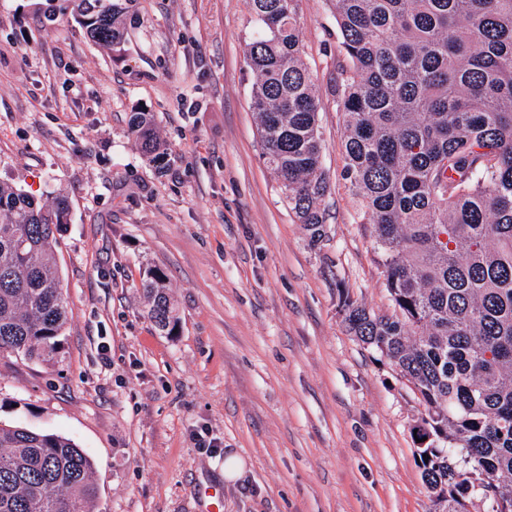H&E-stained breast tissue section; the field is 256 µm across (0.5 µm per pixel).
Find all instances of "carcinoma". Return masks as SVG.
<instances>
[{
    "mask_svg": "<svg viewBox=\"0 0 512 512\" xmlns=\"http://www.w3.org/2000/svg\"><path fill=\"white\" fill-rule=\"evenodd\" d=\"M95 42L123 37L134 0H62ZM246 58L263 156L317 241L324 199L319 101L295 0H250ZM344 179L370 225L393 311L342 297L344 322L424 408L415 426L434 512H469L470 487L512 506V0H335ZM129 125L166 157L149 112ZM0 356L51 360L67 300L54 253L69 204L0 185ZM161 332L177 324L163 274L143 283ZM92 462L69 438L0 425V512H94Z\"/></svg>",
    "mask_w": 512,
    "mask_h": 512,
    "instance_id": "carcinoma-1",
    "label": "carcinoma"
}]
</instances>
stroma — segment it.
I'll return each mask as SVG.
<instances>
[{"label": "stroma", "instance_id": "1", "mask_svg": "<svg viewBox=\"0 0 512 512\" xmlns=\"http://www.w3.org/2000/svg\"><path fill=\"white\" fill-rule=\"evenodd\" d=\"M330 177L316 242L262 157L249 0H137L117 44L47 0H0V182L70 203L56 258L68 321L53 361L0 356V424L72 439L96 512H433L422 408L348 331L341 293L391 312L343 177L330 0H297ZM152 113L164 168L129 116ZM167 278L172 334L145 312ZM245 461L224 478V457Z\"/></svg>", "mask_w": 512, "mask_h": 512}]
</instances>
